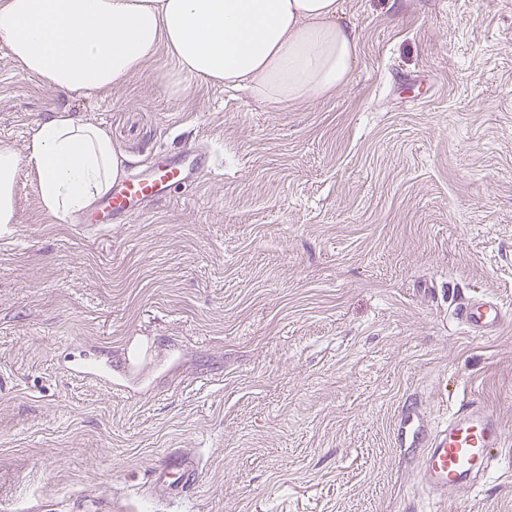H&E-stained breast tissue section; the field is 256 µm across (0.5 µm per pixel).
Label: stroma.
Listing matches in <instances>:
<instances>
[{"label":"stroma","instance_id":"stroma-1","mask_svg":"<svg viewBox=\"0 0 512 512\" xmlns=\"http://www.w3.org/2000/svg\"><path fill=\"white\" fill-rule=\"evenodd\" d=\"M359 53L330 96L273 109L170 86L158 53L108 97L22 74L0 43V144L56 107L151 170L192 143L215 173L104 230L60 224L22 171L0 238V512H512V446L483 488L429 497L399 447L407 398L487 402L512 439V0H344ZM153 347L107 389L74 375ZM199 478L152 493L170 452ZM456 315L467 332L475 336L497 332L508 319L503 306L490 298L467 299L458 305Z\"/></svg>","mask_w":512,"mask_h":512}]
</instances>
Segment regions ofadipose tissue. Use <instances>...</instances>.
Instances as JSON below:
<instances>
[{"instance_id":"1","label":"adipose tissue","mask_w":512,"mask_h":512,"mask_svg":"<svg viewBox=\"0 0 512 512\" xmlns=\"http://www.w3.org/2000/svg\"><path fill=\"white\" fill-rule=\"evenodd\" d=\"M0 42L22 71L74 97L111 94L162 51L178 79L273 108L329 96L359 52L342 0H0ZM125 160L103 128L67 110L36 120L24 151L0 144V236L17 222L22 169L65 223L110 193Z\"/></svg>"}]
</instances>
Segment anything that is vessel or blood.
Instances as JSON below:
<instances>
[{
  "label": "vessel or blood",
  "mask_w": 512,
  "mask_h": 512,
  "mask_svg": "<svg viewBox=\"0 0 512 512\" xmlns=\"http://www.w3.org/2000/svg\"><path fill=\"white\" fill-rule=\"evenodd\" d=\"M185 152L191 165L167 164L146 175H134L103 201V215L138 214L145 200L161 196L174 183L195 181L211 170L216 158L199 153L189 144ZM456 315L467 332L484 336L497 332L506 321L503 306L490 298L461 302ZM395 435L400 447L424 451L422 475L433 495L448 496L462 488L478 489L489 471L493 449L504 447L505 435L492 409L472 399L436 426H428L418 403L403 405L397 412ZM195 467L179 454H169L159 472V482L167 483L173 494L187 495L195 482Z\"/></svg>",
  "instance_id": "1"
}]
</instances>
